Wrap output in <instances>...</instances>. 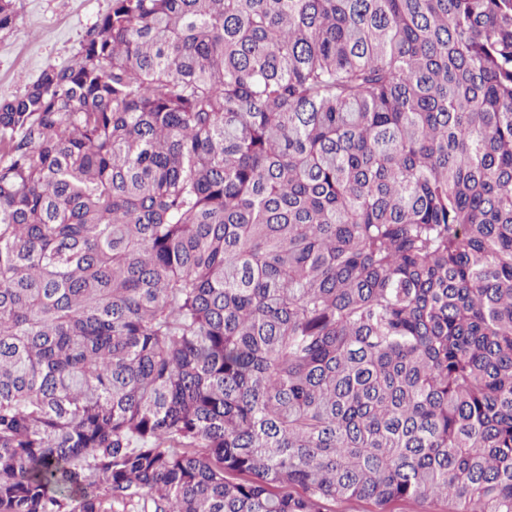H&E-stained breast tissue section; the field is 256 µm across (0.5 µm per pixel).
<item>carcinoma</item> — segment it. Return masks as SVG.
<instances>
[{
  "label": "carcinoma",
  "mask_w": 512,
  "mask_h": 512,
  "mask_svg": "<svg viewBox=\"0 0 512 512\" xmlns=\"http://www.w3.org/2000/svg\"><path fill=\"white\" fill-rule=\"evenodd\" d=\"M338 501L512 512V0H112L0 99V512Z\"/></svg>",
  "instance_id": "1"
}]
</instances>
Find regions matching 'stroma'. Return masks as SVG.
<instances>
[{
	"instance_id": "1",
	"label": "stroma",
	"mask_w": 512,
	"mask_h": 512,
	"mask_svg": "<svg viewBox=\"0 0 512 512\" xmlns=\"http://www.w3.org/2000/svg\"><path fill=\"white\" fill-rule=\"evenodd\" d=\"M111 0H16L15 23L0 33V99L22 94L53 65L73 61Z\"/></svg>"
}]
</instances>
